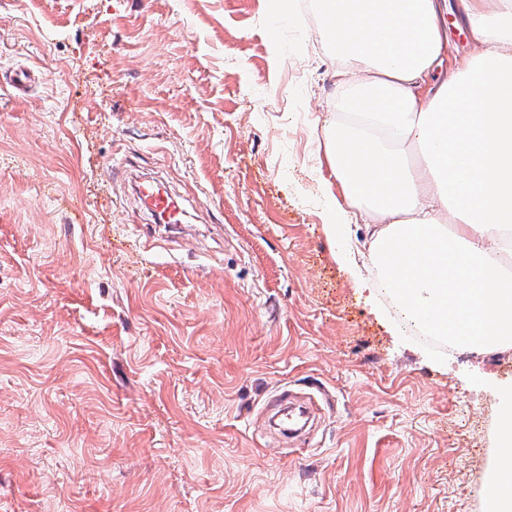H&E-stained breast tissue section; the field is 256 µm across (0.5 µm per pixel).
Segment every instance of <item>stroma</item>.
Returning <instances> with one entry per match:
<instances>
[{"label": "stroma", "instance_id": "stroma-1", "mask_svg": "<svg viewBox=\"0 0 512 512\" xmlns=\"http://www.w3.org/2000/svg\"><path fill=\"white\" fill-rule=\"evenodd\" d=\"M272 2L0 0V512H485L512 351L421 340L328 238L334 66ZM285 389L333 404L298 445ZM139 199L144 207L158 217L161 224H182L181 211L167 191L159 186L144 183L139 188Z\"/></svg>", "mask_w": 512, "mask_h": 512}]
</instances>
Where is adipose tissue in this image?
I'll return each mask as SVG.
<instances>
[{
  "label": "adipose tissue",
  "mask_w": 512,
  "mask_h": 512,
  "mask_svg": "<svg viewBox=\"0 0 512 512\" xmlns=\"http://www.w3.org/2000/svg\"><path fill=\"white\" fill-rule=\"evenodd\" d=\"M461 4L477 49L436 87L439 0H312L340 90L321 146L345 204L329 233L363 223L401 321L487 353L512 347V0ZM485 498L512 504V404Z\"/></svg>",
  "instance_id": "ef3b65f1"
}]
</instances>
